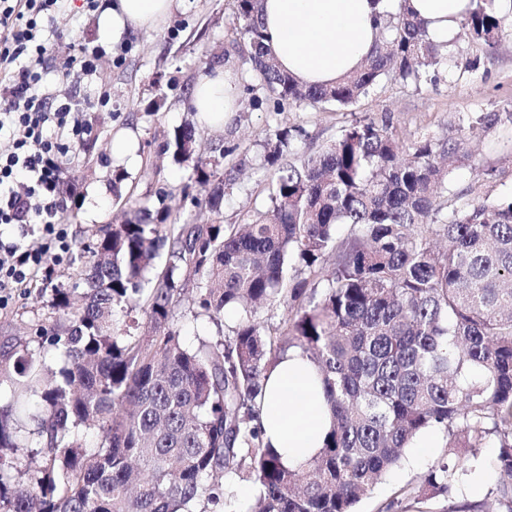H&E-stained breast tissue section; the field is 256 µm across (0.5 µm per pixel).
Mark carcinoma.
<instances>
[{"instance_id": "cac0c4a2", "label": "carcinoma", "mask_w": 512, "mask_h": 512, "mask_svg": "<svg viewBox=\"0 0 512 512\" xmlns=\"http://www.w3.org/2000/svg\"><path fill=\"white\" fill-rule=\"evenodd\" d=\"M262 4L236 0L251 62L242 84L275 114L349 108L390 74L419 85L446 55L399 0L361 70L304 87L265 44ZM459 26L487 48L505 35L495 0H472ZM489 122L405 146L389 120L362 119L298 165L284 159L302 130L277 127L261 156L278 171L271 205L240 224L152 218L128 197L133 218L81 248V304L55 289L60 324L0 352V512H227L230 476L257 486L249 512H353L431 427L448 451L422 488L446 512H512V195L475 185V199L448 209L451 164ZM163 151L193 161L206 191L218 161L196 152L192 123ZM234 181L192 205L220 213ZM189 290L197 316L238 311L232 337L184 344L173 320ZM274 305L288 316L259 318ZM137 310L145 336L127 321ZM292 348L317 367L333 414L323 448L294 469L254 424L263 380ZM489 446L511 481L471 502ZM21 456L24 489L13 484Z\"/></svg>"}]
</instances>
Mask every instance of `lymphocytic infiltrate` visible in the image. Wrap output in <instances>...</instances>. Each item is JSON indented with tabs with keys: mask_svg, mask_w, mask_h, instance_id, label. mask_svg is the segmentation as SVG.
Masks as SVG:
<instances>
[{
	"mask_svg": "<svg viewBox=\"0 0 512 512\" xmlns=\"http://www.w3.org/2000/svg\"><path fill=\"white\" fill-rule=\"evenodd\" d=\"M60 0H0V224L19 240L0 241V289L23 287L72 241L61 216L63 158L92 129L68 99L44 91L43 70L53 48L44 19ZM40 243H27L30 233Z\"/></svg>",
	"mask_w": 512,
	"mask_h": 512,
	"instance_id": "f902f5d3",
	"label": "lymphocytic infiltrate"
}]
</instances>
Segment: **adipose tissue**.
I'll return each mask as SVG.
<instances>
[{"label":"adipose tissue","mask_w":512,"mask_h":512,"mask_svg":"<svg viewBox=\"0 0 512 512\" xmlns=\"http://www.w3.org/2000/svg\"><path fill=\"white\" fill-rule=\"evenodd\" d=\"M182 0H112L99 18V38L120 40L133 30L153 29ZM390 0H264L262 22L279 68L304 86H333L360 70L377 42L378 22ZM438 43L451 40L470 0H410ZM238 86L229 72L195 85L192 103L204 120L223 126L235 111ZM258 425L285 466L309 463L332 427V415L317 370L291 349L265 380Z\"/></svg>","instance_id":"obj_1"}]
</instances>
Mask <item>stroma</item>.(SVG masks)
Wrapping results in <instances>:
<instances>
[{
    "instance_id": "1",
    "label": "stroma",
    "mask_w": 512,
    "mask_h": 512,
    "mask_svg": "<svg viewBox=\"0 0 512 512\" xmlns=\"http://www.w3.org/2000/svg\"><path fill=\"white\" fill-rule=\"evenodd\" d=\"M99 17V12L85 9L84 0H63L49 20L55 43L45 62L48 84L58 95L73 97L86 112L93 144L88 152L73 148L64 159L66 179L78 187L77 196L68 199L62 216L73 247L48 271L33 277L27 287L0 292V346L27 339L37 326L56 322L54 289L73 286L82 266L80 248L99 225L123 220L122 197L135 195L153 211L162 205L169 207L194 224L220 220L238 224L269 205L266 188L276 172L261 168L259 155L274 126L302 128L305 135L296 146L306 156L320 151L354 121L365 117L389 116L410 142L424 135L455 134L469 118L494 113L500 116L512 102V10L504 14L506 34L495 48L488 50L454 38L448 45L446 64L420 87L388 77L353 107L291 106L278 115L255 106L251 94L241 93L238 108L224 127L197 128L204 155L219 156L225 144L237 147L235 155L224 159L222 165L227 168L237 163L241 171L217 215L184 201L182 189L189 182L192 166L175 162L171 155L161 154L160 148L188 119L187 94L208 75L211 59L221 58L223 68L237 77L250 69L249 58L241 51L243 39L235 0H187L185 10L174 13L158 28L136 32L106 46L98 40ZM81 44L103 48L96 78L75 70L56 79V70ZM103 90L111 96L104 107L98 103ZM126 136L136 140L139 159L125 168L124 180L117 183L113 180L112 142ZM452 181L455 195L477 181L495 193H512V122L500 117L473 142L469 158L457 163ZM161 189L169 193L162 202L157 199ZM455 195L449 198V206H456ZM237 319V312L229 310L222 326H215L207 317L195 315L187 301L179 308L174 324L184 341L194 346L199 339L216 335L218 329H231ZM445 453L441 447L423 458L406 455L403 464L357 504L356 512H441L442 501L422 493L421 478Z\"/></svg>"
}]
</instances>
